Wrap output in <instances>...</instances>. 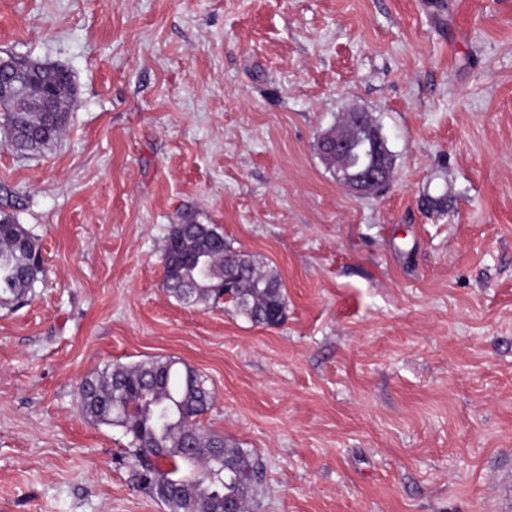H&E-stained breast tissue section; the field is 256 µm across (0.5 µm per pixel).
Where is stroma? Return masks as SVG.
<instances>
[{
    "mask_svg": "<svg viewBox=\"0 0 512 512\" xmlns=\"http://www.w3.org/2000/svg\"><path fill=\"white\" fill-rule=\"evenodd\" d=\"M7 54L76 94L45 153L0 136L47 270L0 309V512H167L77 403L164 356L261 460L253 512H512V0H0ZM353 110L395 160L368 195L318 151ZM175 224L275 270L285 322L169 297Z\"/></svg>",
    "mask_w": 512,
    "mask_h": 512,
    "instance_id": "35a3bbf8",
    "label": "stroma"
}]
</instances>
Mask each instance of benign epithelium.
Returning <instances> with one entry per match:
<instances>
[{
    "instance_id": "benign-epithelium-1",
    "label": "benign epithelium",
    "mask_w": 512,
    "mask_h": 512,
    "mask_svg": "<svg viewBox=\"0 0 512 512\" xmlns=\"http://www.w3.org/2000/svg\"><path fill=\"white\" fill-rule=\"evenodd\" d=\"M26 81L8 59L0 58V97L16 92ZM326 158L336 162V182L357 193H373L391 180L382 136L365 119L362 112H348L333 131L324 133ZM373 147V152L355 169L347 163L352 147Z\"/></svg>"
}]
</instances>
